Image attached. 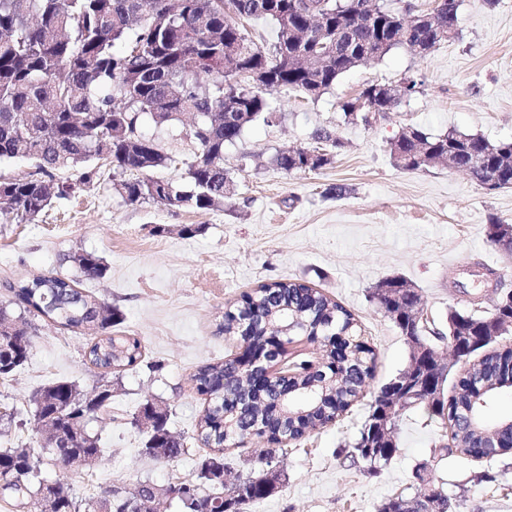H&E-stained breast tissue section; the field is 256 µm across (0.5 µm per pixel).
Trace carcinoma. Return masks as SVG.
Returning a JSON list of instances; mask_svg holds the SVG:
<instances>
[{"label": "carcinoma", "instance_id": "carcinoma-1", "mask_svg": "<svg viewBox=\"0 0 512 512\" xmlns=\"http://www.w3.org/2000/svg\"><path fill=\"white\" fill-rule=\"evenodd\" d=\"M460 0H445L434 18L443 35L426 24L412 27L407 14L379 4L370 12L341 10L336 0H0V162L23 159L36 171L23 179L0 181V213L32 220L54 201L65 199L76 184L56 178L62 168H80V184L93 182L104 160L122 172H143L167 167L170 157L152 138L138 132L140 117L150 114L155 123L194 115L189 136L199 152L186 163L184 179L132 178L118 183L129 203L157 200L173 208L189 206L208 211L224 205L236 192L224 168V148L236 142L244 129L272 118L270 96L295 93L317 100L353 68L379 60L394 48L416 54L429 52L458 35ZM263 18L276 27V43L265 52L259 48L242 19ZM356 39L351 40L346 30ZM308 31L318 37L305 36ZM199 73L211 76L201 86L191 81ZM364 110L387 113L400 102L390 84H372L359 95ZM357 98V99H359ZM357 99L340 104L344 121ZM394 165L415 171L445 162L451 156L460 164L478 156L483 166L471 172L483 184L496 177L498 187L512 186V140L492 141L481 135L450 131L432 136L417 128L402 132L391 143ZM274 163L285 173L315 171L330 163L327 153L307 165L301 148L283 149ZM494 243H512V224L488 225ZM86 280L101 279L106 267L90 252L69 257ZM19 309L42 316L64 329L88 328L97 336L86 356L95 366L118 372L143 361L140 340L115 336L112 329L124 322L123 312L76 287V281L35 276L9 285ZM373 298L404 336L413 338L406 365L373 393L370 412L352 443L354 457L375 472L397 452L393 432L400 417L420 406L428 419L451 430V442L440 444L448 453L479 461L491 453L512 454V426L502 431V447L488 448L482 436L463 426L471 410V385L479 378L490 393L512 380V353L482 356L479 368L457 375L452 390L437 384L438 351L426 338L444 342L464 339L482 328L491 329L485 317L472 312L448 313L447 331L429 328L416 320L422 310L417 288L407 279L383 281ZM295 323L296 336L355 337L354 314L304 282L280 280L263 283L239 305L224 313V332L241 337L254 349L263 346L271 328L281 323V312ZM22 316L0 306V337L12 336L16 348L9 355L0 350V377L20 368L29 358L33 338L18 325ZM375 354L366 343L356 344L349 358H338L334 394L323 396V383L333 375L332 366L321 369L303 361L294 380H286L257 393L251 377L238 370L235 360L207 364L190 377L207 407L198 424V437L212 454L199 465L196 497L179 501L180 512H225L224 450L257 438L270 449L258 458L256 475L246 478L244 491L233 503L256 502L273 494L277 473L271 467L272 446L298 442L312 430L325 427L367 393ZM112 392L98 396L70 381H57L35 397L34 417L45 431H53L57 447L53 456L71 454L84 458L100 455L99 438L88 425L106 410ZM237 403L243 418L224 430L226 401ZM140 414L151 420L146 451L168 461L185 453L184 440L167 428L168 412L146 401ZM40 454L33 448L0 449V496L27 501L31 512H42L38 479ZM60 504L54 512H142L152 500L154 486L144 483L131 497H114L102 510L104 494L80 505L69 484L57 483ZM448 502L443 490L430 486L412 497L383 501L376 512H425L427 503Z\"/></svg>", "mask_w": 512, "mask_h": 512}]
</instances>
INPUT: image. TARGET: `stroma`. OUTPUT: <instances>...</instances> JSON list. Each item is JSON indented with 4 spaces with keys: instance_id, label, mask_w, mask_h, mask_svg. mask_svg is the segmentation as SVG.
I'll list each match as a JSON object with an SVG mask.
<instances>
[{
    "instance_id": "35a3bbf8",
    "label": "stroma",
    "mask_w": 512,
    "mask_h": 512,
    "mask_svg": "<svg viewBox=\"0 0 512 512\" xmlns=\"http://www.w3.org/2000/svg\"><path fill=\"white\" fill-rule=\"evenodd\" d=\"M458 35L427 54L403 48L341 76L315 101L291 93L273 97L271 122H255L224 149V166L237 184L231 202L209 211L126 202L121 174L104 166L93 184L80 186L31 221L0 214V304L13 300L7 285L39 275L76 276L69 257L99 256L104 278L82 281L89 295L123 312L124 334L138 337L143 361L112 373L92 365L87 330H68L25 315L33 333L27 363L0 378V408L17 422L0 428V448H43L33 400L59 380L85 391L111 385L112 404L90 426L101 453L87 466L44 462L45 482L64 481L77 499L111 488L123 495L140 484L163 488L195 477L205 453L196 439L204 401L190 377L239 350L224 334L225 311L263 283L302 280L323 289L356 317L373 347L371 389L404 368L409 346L372 293L382 281L403 277L418 288L437 328L451 310H491L493 289L473 285V268H490L512 290V251L490 242L492 220L512 224V187L490 191L445 166L405 172L390 146L410 127L440 135L454 130L490 140L512 139V0H461ZM419 81L415 94L374 123L348 124L340 102L371 84ZM190 117L156 126L142 115L139 129L155 137L171 163L160 178H178L198 151L188 135ZM342 146L316 171L286 173L277 151L310 147L318 128ZM342 184L345 198L324 191ZM193 226L186 234L184 226ZM168 407V427L187 448L165 461L144 453L146 426L134 425L145 400ZM370 398L359 399L335 422L300 442L278 447V487L245 512H375L387 498L414 496L426 483L442 487L451 512H512V455L468 461L439 448L437 424L422 410L407 411L396 427L397 452L379 472L351 457Z\"/></svg>"
}]
</instances>
